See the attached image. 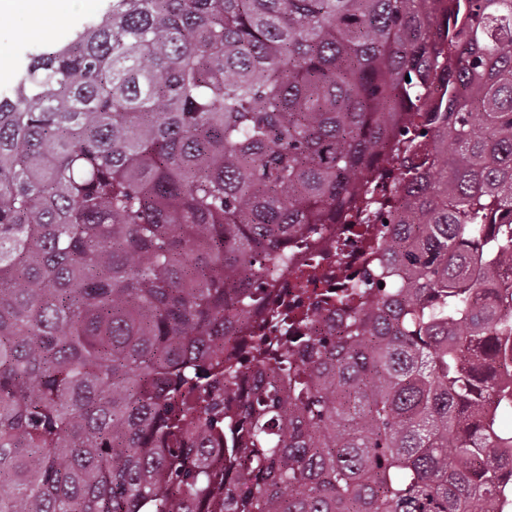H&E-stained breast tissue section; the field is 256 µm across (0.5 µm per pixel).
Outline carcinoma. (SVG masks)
<instances>
[{
	"instance_id": "carcinoma-1",
	"label": "carcinoma",
	"mask_w": 512,
	"mask_h": 512,
	"mask_svg": "<svg viewBox=\"0 0 512 512\" xmlns=\"http://www.w3.org/2000/svg\"><path fill=\"white\" fill-rule=\"evenodd\" d=\"M508 410L512 0H112L0 98V512H512ZM347 228L346 224H327L322 237L312 241L297 244V248L291 253L290 263H288L289 271H285L276 275L270 280L267 288L268 302H275L280 298H288L289 304H293L296 294L300 288H307L309 292H320L323 288H329L324 282L300 284L291 275L292 270L305 264L313 256L321 255L326 252L327 259L324 260V272L327 280L331 283L338 282L342 273L347 275L357 274L365 265L374 259V256L367 257L358 248H349L343 253H337L330 245L336 235L342 234Z\"/></svg>"
}]
</instances>
